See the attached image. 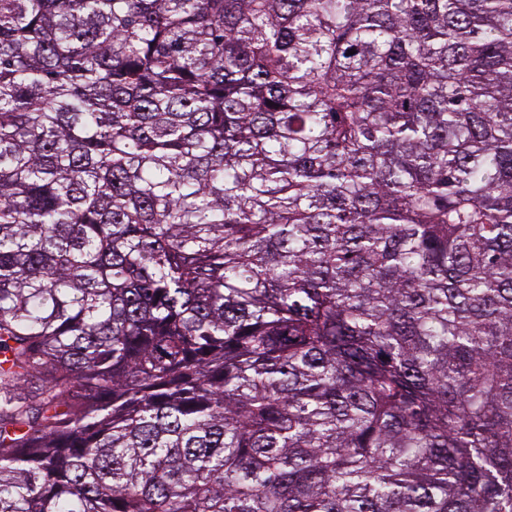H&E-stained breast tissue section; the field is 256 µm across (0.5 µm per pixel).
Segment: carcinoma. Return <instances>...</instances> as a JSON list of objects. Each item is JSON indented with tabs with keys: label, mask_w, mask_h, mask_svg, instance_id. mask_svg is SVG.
Instances as JSON below:
<instances>
[{
	"label": "carcinoma",
	"mask_w": 512,
	"mask_h": 512,
	"mask_svg": "<svg viewBox=\"0 0 512 512\" xmlns=\"http://www.w3.org/2000/svg\"><path fill=\"white\" fill-rule=\"evenodd\" d=\"M0 512H512V0H0Z\"/></svg>",
	"instance_id": "cac0c4a2"
}]
</instances>
